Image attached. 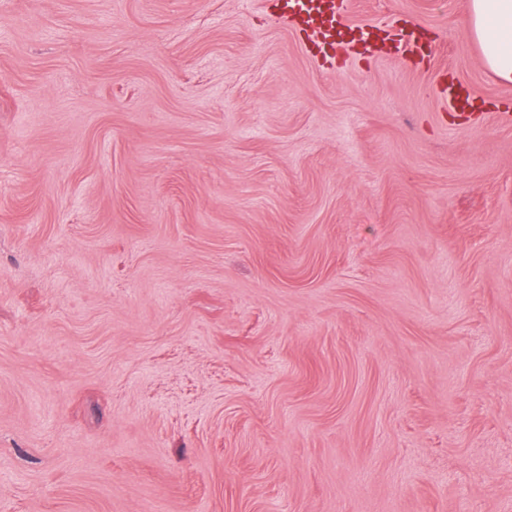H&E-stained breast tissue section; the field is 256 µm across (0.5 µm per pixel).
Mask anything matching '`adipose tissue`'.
<instances>
[{
  "instance_id": "ef3b65f1",
  "label": "adipose tissue",
  "mask_w": 512,
  "mask_h": 512,
  "mask_svg": "<svg viewBox=\"0 0 512 512\" xmlns=\"http://www.w3.org/2000/svg\"><path fill=\"white\" fill-rule=\"evenodd\" d=\"M464 24L482 60L504 84H512V0H469Z\"/></svg>"
}]
</instances>
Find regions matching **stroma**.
Returning a JSON list of instances; mask_svg holds the SVG:
<instances>
[{
    "instance_id": "stroma-1",
    "label": "stroma",
    "mask_w": 512,
    "mask_h": 512,
    "mask_svg": "<svg viewBox=\"0 0 512 512\" xmlns=\"http://www.w3.org/2000/svg\"><path fill=\"white\" fill-rule=\"evenodd\" d=\"M274 2L0 0V512H512V84ZM285 15L301 18L313 34L336 54V29L343 26L339 6L334 0H282Z\"/></svg>"
}]
</instances>
